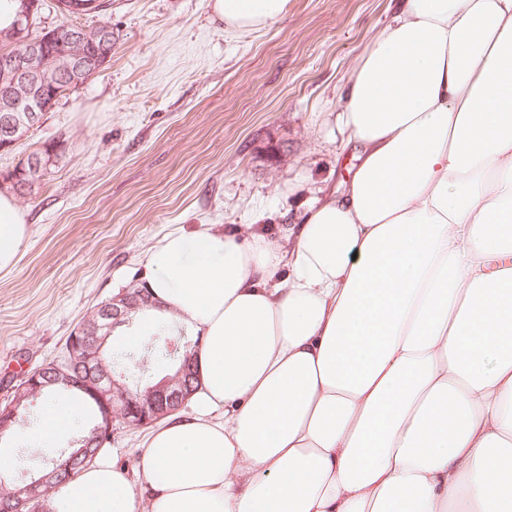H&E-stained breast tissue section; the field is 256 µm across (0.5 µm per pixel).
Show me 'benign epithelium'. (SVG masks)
I'll list each match as a JSON object with an SVG mask.
<instances>
[{"instance_id": "7a95c632", "label": "benign epithelium", "mask_w": 512, "mask_h": 512, "mask_svg": "<svg viewBox=\"0 0 512 512\" xmlns=\"http://www.w3.org/2000/svg\"><path fill=\"white\" fill-rule=\"evenodd\" d=\"M25 9L13 29L0 34V151L23 141L27 129L38 125L54 106L63 88L84 84L94 69L105 65L112 55V25L93 28L70 26L67 39L54 42L53 35L34 38V17L41 13L43 0H24ZM150 304L143 292L124 293L100 311L102 323L90 332L76 330L67 345L65 360L48 372L36 375L25 384L39 390L64 377L71 385L83 388L100 406V423L93 437L80 441L81 448L68 462L45 469L40 476L22 478L8 494L0 496V512H20L23 504L44 496L57 478L70 476L95 457L96 442L109 435L116 417L126 424L143 427L180 410L192 394L190 367L184 365L176 378H167L147 388L135 399L117 391L118 383L100 360V352L112 330L125 324L131 314ZM23 390L0 408V438L11 435L19 422Z\"/></svg>"}]
</instances>
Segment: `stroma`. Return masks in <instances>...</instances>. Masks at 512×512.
<instances>
[{"label": "stroma", "mask_w": 512, "mask_h": 512, "mask_svg": "<svg viewBox=\"0 0 512 512\" xmlns=\"http://www.w3.org/2000/svg\"><path fill=\"white\" fill-rule=\"evenodd\" d=\"M392 0H289L256 31H228L209 0H110L112 56L61 97L41 127L0 152V174L44 143L66 146L18 197L31 235L0 274V402L33 368L63 361L94 306L139 281L144 253L169 231L207 224L297 223L357 160L336 126L349 73L388 24ZM44 399L32 414L44 415ZM25 424L0 450L18 472L67 450ZM145 428L120 426L107 456L137 473Z\"/></svg>", "instance_id": "stroma-1"}]
</instances>
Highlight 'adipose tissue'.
<instances>
[{
  "label": "adipose tissue",
  "instance_id": "adipose-tissue-1",
  "mask_svg": "<svg viewBox=\"0 0 512 512\" xmlns=\"http://www.w3.org/2000/svg\"><path fill=\"white\" fill-rule=\"evenodd\" d=\"M288 2L210 10L253 31ZM338 120L359 165L283 238L144 254V325L199 339L196 408L51 512H512V0H396ZM30 234L0 193V273Z\"/></svg>",
  "mask_w": 512,
  "mask_h": 512
}]
</instances>
